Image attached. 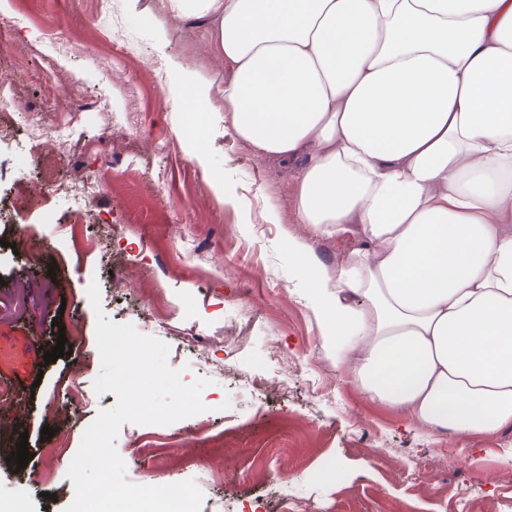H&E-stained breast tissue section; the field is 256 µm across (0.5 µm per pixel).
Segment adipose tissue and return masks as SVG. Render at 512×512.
Segmentation results:
<instances>
[{"mask_svg": "<svg viewBox=\"0 0 512 512\" xmlns=\"http://www.w3.org/2000/svg\"><path fill=\"white\" fill-rule=\"evenodd\" d=\"M232 68L236 136L300 162L326 344L408 429H512V0H167Z\"/></svg>", "mask_w": 512, "mask_h": 512, "instance_id": "adipose-tissue-1", "label": "adipose tissue"}]
</instances>
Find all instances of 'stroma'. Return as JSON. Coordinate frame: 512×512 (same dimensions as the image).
I'll list each match as a JSON object with an SVG mask.
<instances>
[{
    "label": "stroma",
    "instance_id": "1",
    "mask_svg": "<svg viewBox=\"0 0 512 512\" xmlns=\"http://www.w3.org/2000/svg\"><path fill=\"white\" fill-rule=\"evenodd\" d=\"M0 26V69L15 77L14 103L0 112V512L19 497L27 512H64L83 432L116 404L93 389V282L111 321L168 345L182 382L211 381L203 413L121 424L127 481L195 480L201 512H278L282 486L288 512L512 505V429L407 430L336 366L288 240L330 268L359 242L297 223L293 165L266 160L213 117L207 164L193 160L173 105L193 91L167 61L181 60L196 84L223 86L231 71L204 27L174 18L166 0H0ZM48 65L57 94L77 84L92 104L51 153L30 137L65 118L37 83ZM48 160L52 187L28 203ZM123 171L129 180L90 206L72 187L79 173ZM61 333L71 354L45 363ZM23 433L32 458L20 470L9 458Z\"/></svg>",
    "mask_w": 512,
    "mask_h": 512
}]
</instances>
